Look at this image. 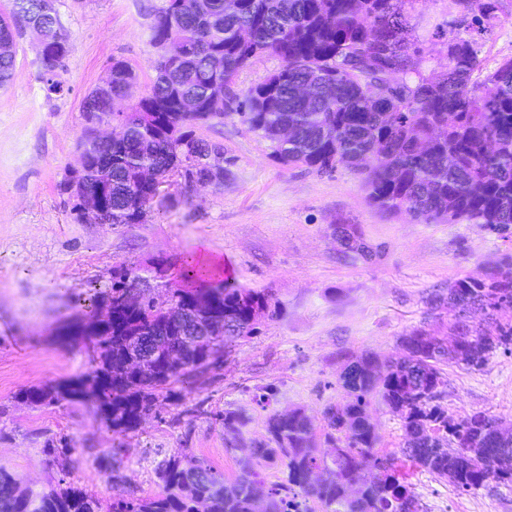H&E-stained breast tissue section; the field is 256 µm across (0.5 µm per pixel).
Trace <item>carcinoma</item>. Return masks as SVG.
<instances>
[{"mask_svg": "<svg viewBox=\"0 0 512 512\" xmlns=\"http://www.w3.org/2000/svg\"><path fill=\"white\" fill-rule=\"evenodd\" d=\"M477 32L492 26L497 0H466ZM416 0H167L152 26L157 50L155 76L147 93L122 113V137L112 143L84 128L79 147L89 157L86 182L110 183L102 224H141L156 197V183L133 181L149 171L166 180L178 169L196 182L220 186L232 161L218 167L219 143L196 136L205 125L233 110L249 130L274 145L275 159L318 174L339 168L363 176L368 203L427 224H480L512 228V58L480 80L477 41L470 31L448 39L444 72L428 74L425 51L414 37L410 11ZM27 11L51 34L41 54L44 71L63 68L72 53L71 33L58 13H43L39 0ZM18 16L0 19V85L15 67L16 38L24 32ZM176 41L181 56L168 60L164 46ZM273 55L282 65L243 95L232 90L237 73L255 59ZM136 83L133 69L112 60V81L83 99L85 117L112 112L114 100ZM346 251L373 256L355 224L338 227ZM140 278L130 267L112 288L96 292L83 315L118 298L126 283ZM181 278L191 288H171L183 304L211 305L224 320L219 330L182 358L157 359L158 369L139 375L120 370L130 336L169 335L167 315L151 301L129 313L117 312L97 348L96 369L67 384L29 388L19 397L30 404L77 398L82 386L101 389L99 410L113 431H134L158 395L201 371L219 367L224 347L250 336L274 317L272 296L207 280L192 262ZM448 312L447 338L414 330L401 341L403 354L380 363L371 356L344 357L339 385L346 400L322 413L328 453L316 443L314 418L304 410L269 416L266 435L238 460L231 481L203 462L178 452L157 468L161 491L150 498L112 503L110 512H417V501L398 476L394 461L376 453L378 437L368 407L373 393L401 414L408 457L446 478L458 491L512 488V433L503 422L479 411L453 418L442 405L441 367L480 368L498 349L512 352V260H503L481 278L462 277L446 296L432 299ZM244 422L224 413V440L230 445ZM282 468L279 481L265 486L262 470ZM0 512H102L93 495L77 488L50 487L36 495L0 469Z\"/></svg>", "mask_w": 512, "mask_h": 512, "instance_id": "cac0c4a2", "label": "carcinoma"}]
</instances>
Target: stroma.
<instances>
[{
  "instance_id": "obj_1",
  "label": "stroma",
  "mask_w": 512,
  "mask_h": 512,
  "mask_svg": "<svg viewBox=\"0 0 512 512\" xmlns=\"http://www.w3.org/2000/svg\"><path fill=\"white\" fill-rule=\"evenodd\" d=\"M165 0H56L74 49L48 91L39 47L23 34L13 78L0 89V468L37 492L77 486L109 505L161 490L156 475L170 455L185 452L225 479L262 438L270 414L297 408L321 416L343 402L337 385L343 355L385 358L400 338L435 332L432 293L464 276L482 275L512 256V234L477 224H426L370 207L359 174L340 168L317 175L285 166L272 144L249 131L236 113L196 126L220 143L233 176L200 189L169 177L141 224L79 223L63 190L77 166L86 125L81 102L106 79L113 60L128 63L137 81L116 111L129 110L155 75L150 27ZM411 23L426 51V70L447 64L449 37L472 23L456 0H416ZM484 70L512 57V0H499L488 32L477 37ZM338 224L360 225L377 248L367 259L343 253ZM210 279L270 292L277 315L225 349L220 369L194 376L159 400L138 429L123 435L102 419L92 397L31 405L21 390L90 374L96 346L65 344L62 327L93 291L111 288L117 269L166 271L179 282L183 261L200 260ZM449 414L483 411L512 427V354L495 352L482 368L443 369ZM269 394L261 407L258 397ZM247 417L237 448L224 443V412ZM369 415L379 455L394 459L419 512H512V490L459 492L404 454L399 413L373 400Z\"/></svg>"
}]
</instances>
